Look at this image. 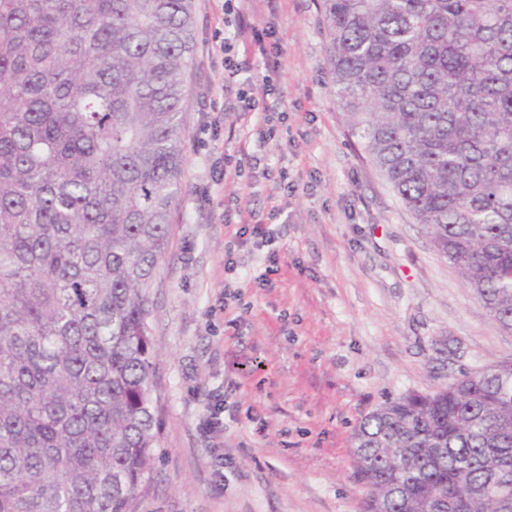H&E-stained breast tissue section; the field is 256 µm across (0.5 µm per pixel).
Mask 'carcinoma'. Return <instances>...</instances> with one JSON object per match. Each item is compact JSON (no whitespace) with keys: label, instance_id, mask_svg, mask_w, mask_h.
<instances>
[{"label":"carcinoma","instance_id":"cac0c4a2","mask_svg":"<svg viewBox=\"0 0 512 512\" xmlns=\"http://www.w3.org/2000/svg\"><path fill=\"white\" fill-rule=\"evenodd\" d=\"M354 145L512 328V0H322ZM193 0H0V512H137ZM361 512L512 502V362L366 415Z\"/></svg>","mask_w":512,"mask_h":512}]
</instances>
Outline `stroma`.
Listing matches in <instances>:
<instances>
[{
	"label": "stroma",
	"instance_id": "obj_1",
	"mask_svg": "<svg viewBox=\"0 0 512 512\" xmlns=\"http://www.w3.org/2000/svg\"><path fill=\"white\" fill-rule=\"evenodd\" d=\"M194 3L181 191L148 290L160 448L137 512H361L358 422L512 359V332L354 146L321 0L249 6L282 63L267 140L240 98L264 68L229 76L224 0Z\"/></svg>",
	"mask_w": 512,
	"mask_h": 512
}]
</instances>
